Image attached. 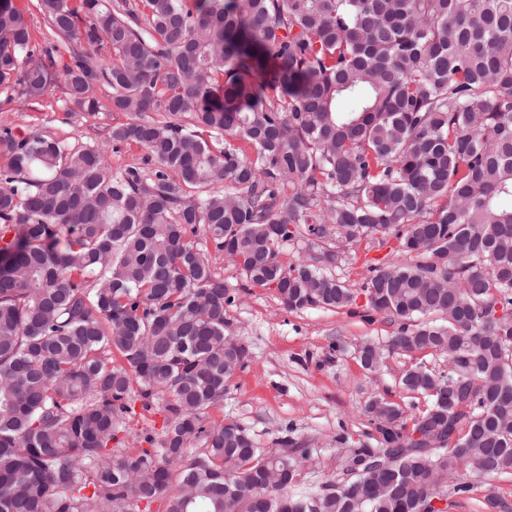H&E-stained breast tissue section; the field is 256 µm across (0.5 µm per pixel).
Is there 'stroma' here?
Returning <instances> with one entry per match:
<instances>
[{
	"label": "stroma",
	"instance_id": "stroma-1",
	"mask_svg": "<svg viewBox=\"0 0 512 512\" xmlns=\"http://www.w3.org/2000/svg\"><path fill=\"white\" fill-rule=\"evenodd\" d=\"M125 120L120 112L90 114L70 105L61 80L36 101L17 89L0 87V124L23 134L45 132L99 145L115 167L141 163L145 155L135 146L113 148L111 130ZM395 247L392 240L384 245L361 240L340 252L330 273L358 292L367 261L382 259ZM211 265L236 295L227 309L224 333L241 338L249 356L223 402L210 409L209 422H237L263 448L276 450L287 442L308 449L303 482L318 488L343 476L338 447H375L377 433L364 412L371 400L385 399L412 413L426 409L425 397L402 387V374L415 363L447 370V356L399 353L387 357L378 371L362 369L355 358L357 348L367 341L385 343L394 330L388 317L369 311L364 295L358 292L355 304L345 309L290 312L274 289L245 287L239 272L223 258L213 257ZM490 495L512 503V477L490 478L469 495L449 497V512H488Z\"/></svg>",
	"mask_w": 512,
	"mask_h": 512
}]
</instances>
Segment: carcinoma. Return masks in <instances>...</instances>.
<instances>
[{"label":"carcinoma","instance_id":"1","mask_svg":"<svg viewBox=\"0 0 512 512\" xmlns=\"http://www.w3.org/2000/svg\"><path fill=\"white\" fill-rule=\"evenodd\" d=\"M40 2L34 43L0 0V87L36 101L62 76L95 113L105 84L112 141L146 156L0 126V512H431L443 479L512 474V0ZM378 233L409 261L367 265L398 327L360 366L456 370L410 366L429 409L371 401L378 446L291 494L294 449L206 424L248 354L208 247L289 311L341 309L355 293L323 268ZM299 234L319 256L285 265Z\"/></svg>","mask_w":512,"mask_h":512}]
</instances>
